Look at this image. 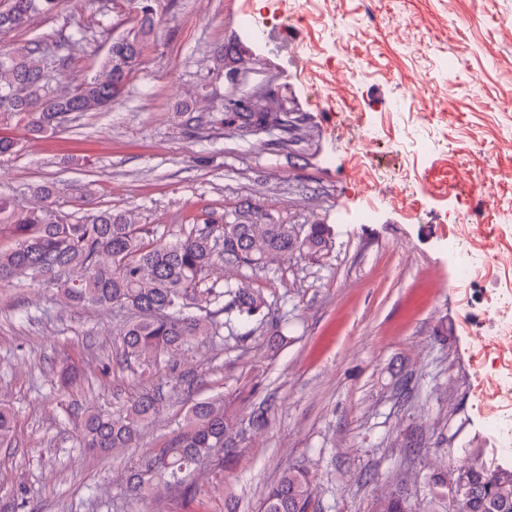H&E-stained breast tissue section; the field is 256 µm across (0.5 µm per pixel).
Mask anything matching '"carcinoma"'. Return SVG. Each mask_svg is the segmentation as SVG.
Returning <instances> with one entry per match:
<instances>
[{"label": "carcinoma", "instance_id": "cac0c4a2", "mask_svg": "<svg viewBox=\"0 0 512 512\" xmlns=\"http://www.w3.org/2000/svg\"><path fill=\"white\" fill-rule=\"evenodd\" d=\"M61 0H0V33L27 27L37 16L54 13ZM154 25V9L141 14L140 31L112 41L108 56L90 79L61 87L54 75L68 56L89 37L88 27L77 22L64 41L68 55L33 41L21 48L0 49V156L15 152L16 142L2 133L12 121L26 123L35 133L63 127L72 111L100 112L112 104L128 76L137 68L145 47L144 36ZM40 205L19 207L0 195V235L13 242L0 246V285L37 284L54 288L78 307H119L129 317L119 333L120 361L155 362L200 336H220V329L238 324L245 331L229 334L240 342L269 325L264 295L246 286L206 288L204 302L220 306L224 322L196 305L198 285L216 261L226 267H264L271 256L286 259L296 252L316 254L327 246L330 229L311 224L303 235L291 224H205L172 242L154 246L144 242L146 230L125 213L99 211L72 224L54 221L56 203L52 185H38ZM159 393H143L115 410H80L79 447L115 452L132 446L140 431L152 422L163 405ZM222 398L194 403L183 430L163 447L139 457L122 477L131 496H144L158 486L185 487L193 476L224 449L237 447L240 432ZM13 412L0 404V444L11 437ZM466 481L448 485V471L430 474L429 512H451L452 501L471 495L472 512H512V477L480 461V452L454 469ZM260 512H317L314 489L303 470L290 467L267 487ZM371 512H413L400 492L374 499Z\"/></svg>", "mask_w": 512, "mask_h": 512}]
</instances>
